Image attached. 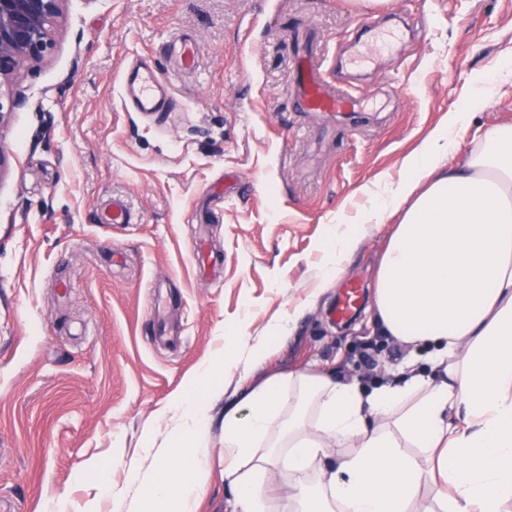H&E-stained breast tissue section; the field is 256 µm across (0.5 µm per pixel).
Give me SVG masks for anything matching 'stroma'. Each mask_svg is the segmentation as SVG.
I'll list each match as a JSON object with an SVG mask.
<instances>
[{"label":"stroma","instance_id":"obj_1","mask_svg":"<svg viewBox=\"0 0 512 512\" xmlns=\"http://www.w3.org/2000/svg\"><path fill=\"white\" fill-rule=\"evenodd\" d=\"M394 32L370 61L365 39ZM371 110L324 126L290 97L296 37ZM198 47L194 71L169 46ZM53 46L0 84L11 105L0 142V512H113L167 447L173 396L213 362L225 334L248 339L300 309L265 360L225 362L201 381L212 405L200 512H231L224 415L291 371L363 384L391 377L407 349L380 336L370 311L338 320L346 283L372 293L390 225L363 231L341 280L323 286V245L353 223L367 189L459 108L495 85L455 132L459 161L486 129L512 122V0H64ZM168 81L175 108L143 114L120 82L136 61ZM20 106H12V99ZM120 202L130 221H112ZM218 259L192 264L199 234ZM104 480L86 476L87 463Z\"/></svg>","mask_w":512,"mask_h":512}]
</instances>
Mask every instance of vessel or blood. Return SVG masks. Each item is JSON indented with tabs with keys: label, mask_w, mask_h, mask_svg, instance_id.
<instances>
[{
	"label": "vessel or blood",
	"mask_w": 512,
	"mask_h": 512,
	"mask_svg": "<svg viewBox=\"0 0 512 512\" xmlns=\"http://www.w3.org/2000/svg\"><path fill=\"white\" fill-rule=\"evenodd\" d=\"M298 90L293 98L295 107L303 112H317L331 120H352L363 105L360 97L342 90L323 73L321 64L301 61L297 68ZM125 101L138 112H166L172 105V97L165 78L148 66L132 68L121 83ZM361 286L351 282L344 288L334 314L337 318L350 317L358 308Z\"/></svg>",
	"instance_id": "obj_1"
}]
</instances>
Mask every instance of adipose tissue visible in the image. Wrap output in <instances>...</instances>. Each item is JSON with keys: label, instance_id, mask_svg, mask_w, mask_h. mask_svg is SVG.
I'll return each mask as SVG.
<instances>
[{"label": "adipose tissue", "instance_id": "ef3b65f1", "mask_svg": "<svg viewBox=\"0 0 512 512\" xmlns=\"http://www.w3.org/2000/svg\"><path fill=\"white\" fill-rule=\"evenodd\" d=\"M486 88L449 113L399 180L369 190L355 225L336 231L322 275L338 278L358 230L392 223L373 293L381 335L426 353L399 379L366 389L336 373L292 372L224 416L233 512H271L278 465L295 476L281 512H504L512 501V124L488 129L449 163L455 128ZM168 448L140 479L134 512H198L209 450L205 400L187 385ZM351 444L350 454L335 448Z\"/></svg>", "mask_w": 512, "mask_h": 512}]
</instances>
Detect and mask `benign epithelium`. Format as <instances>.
I'll use <instances>...</instances> for the list:
<instances>
[{
	"label": "benign epithelium",
	"mask_w": 512,
	"mask_h": 512,
	"mask_svg": "<svg viewBox=\"0 0 512 512\" xmlns=\"http://www.w3.org/2000/svg\"><path fill=\"white\" fill-rule=\"evenodd\" d=\"M62 0H0V80L25 59H39L51 48L52 28Z\"/></svg>",
	"instance_id": "benign-epithelium-1"
}]
</instances>
